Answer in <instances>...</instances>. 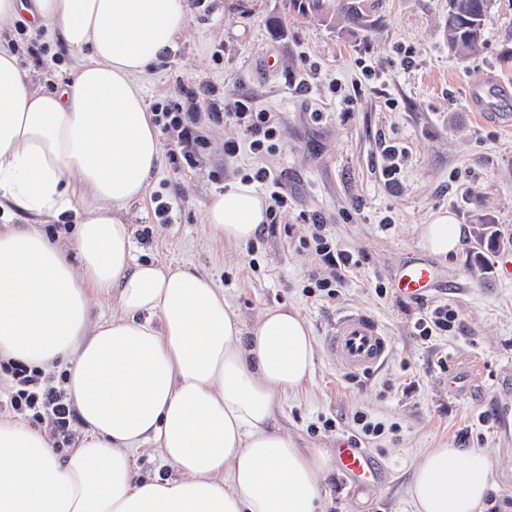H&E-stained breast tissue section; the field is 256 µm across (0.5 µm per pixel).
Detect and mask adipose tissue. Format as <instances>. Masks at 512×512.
Segmentation results:
<instances>
[{
  "mask_svg": "<svg viewBox=\"0 0 512 512\" xmlns=\"http://www.w3.org/2000/svg\"><path fill=\"white\" fill-rule=\"evenodd\" d=\"M29 14L77 61L47 91L25 78L0 33V208L32 217L0 228V361L67 363L86 432L60 452L46 435L0 419V512H318L332 467L275 424V402L312 375L311 329L268 309L251 330L208 278L138 261L128 204L162 159L141 77L188 21L186 0H0V25ZM268 204L248 183L213 194L206 222L246 243ZM80 210L71 246L42 230ZM453 215L423 225L424 247L457 256ZM119 312L91 324L94 298ZM155 448L169 475L135 479ZM491 480L481 452L429 449L410 487L417 512H477Z\"/></svg>",
  "mask_w": 512,
  "mask_h": 512,
  "instance_id": "ef3b65f1",
  "label": "adipose tissue"
}]
</instances>
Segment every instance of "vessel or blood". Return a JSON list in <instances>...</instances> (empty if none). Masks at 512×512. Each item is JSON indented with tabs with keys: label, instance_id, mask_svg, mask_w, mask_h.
<instances>
[{
	"label": "vessel or blood",
	"instance_id": "obj_1",
	"mask_svg": "<svg viewBox=\"0 0 512 512\" xmlns=\"http://www.w3.org/2000/svg\"><path fill=\"white\" fill-rule=\"evenodd\" d=\"M437 278V270L428 259L412 256L395 278V291L404 298L427 296ZM329 345L343 369L369 371L386 359L391 338L367 313L348 311L337 318L329 337ZM336 464L341 474L361 488L381 483L382 473L372 456L350 442H340L336 449Z\"/></svg>",
	"mask_w": 512,
	"mask_h": 512
}]
</instances>
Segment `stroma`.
<instances>
[{"label":"stroma","mask_w":512,"mask_h":512,"mask_svg":"<svg viewBox=\"0 0 512 512\" xmlns=\"http://www.w3.org/2000/svg\"><path fill=\"white\" fill-rule=\"evenodd\" d=\"M371 25L331 29L298 16L288 0H188L186 31L142 77L147 103L171 97L188 112L204 146L185 152L179 131H160L163 161L143 199L124 218L138 260L180 267L223 288L231 311L252 328L269 308H293L315 343L311 379L277 398L276 422L301 448L334 452L348 440L388 471V484L355 493L337 470L322 482V512H416L410 496L422 455L440 443L478 450L492 464L489 494L512 512V0H493L485 44L462 58L448 50V0H368ZM33 85L67 79L72 61L27 18L6 30ZM499 85L495 115L470 101L479 80ZM212 93L195 97L198 85ZM247 96L276 112L281 139L267 158L292 202L296 220L265 228L252 244L218 239L205 221L213 193L257 167L236 122L219 119L224 101ZM404 149L395 181L381 174L383 146ZM169 206L167 218L157 201ZM319 214L338 248L361 263L336 297L308 293L318 261L301 242L308 215ZM440 213L458 223L492 224L501 245L468 240L458 256L434 257L440 281L424 299L393 291V277L423 253L422 225ZM448 305L450 331L424 341L421 313ZM347 310L373 316L391 338L384 365L342 371L328 347ZM385 423L364 436L355 420Z\"/></svg>","instance_id":"obj_1"}]
</instances>
